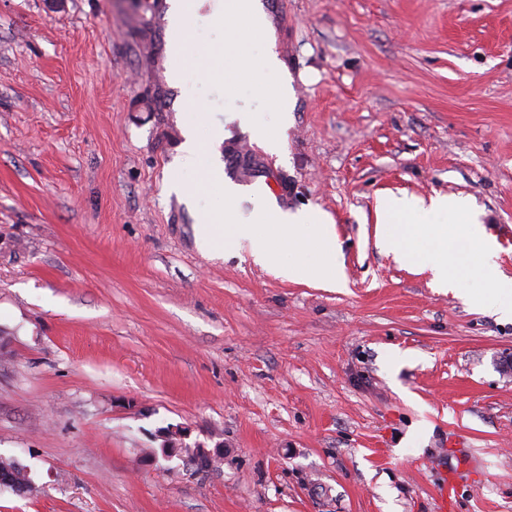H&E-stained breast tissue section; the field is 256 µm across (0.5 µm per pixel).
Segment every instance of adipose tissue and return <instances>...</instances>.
Here are the masks:
<instances>
[{"mask_svg":"<svg viewBox=\"0 0 512 512\" xmlns=\"http://www.w3.org/2000/svg\"><path fill=\"white\" fill-rule=\"evenodd\" d=\"M383 240L406 260L426 257L439 287L465 295L476 307L495 300L512 316V278L497 272L493 243L471 222L463 197L388 196L377 202Z\"/></svg>","mask_w":512,"mask_h":512,"instance_id":"obj_1","label":"adipose tissue"}]
</instances>
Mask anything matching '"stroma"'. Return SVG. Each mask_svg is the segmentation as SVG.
Instances as JSON below:
<instances>
[{
  "label": "stroma",
  "mask_w": 512,
  "mask_h": 512,
  "mask_svg": "<svg viewBox=\"0 0 512 512\" xmlns=\"http://www.w3.org/2000/svg\"><path fill=\"white\" fill-rule=\"evenodd\" d=\"M167 0H0V455L37 486L0 512H512V321L379 244V198L455 195L512 225V0H268L295 90L282 153L329 213L345 287L196 242L212 194L170 193L185 103ZM224 445L148 463L159 432Z\"/></svg>",
  "instance_id": "stroma-1"
}]
</instances>
